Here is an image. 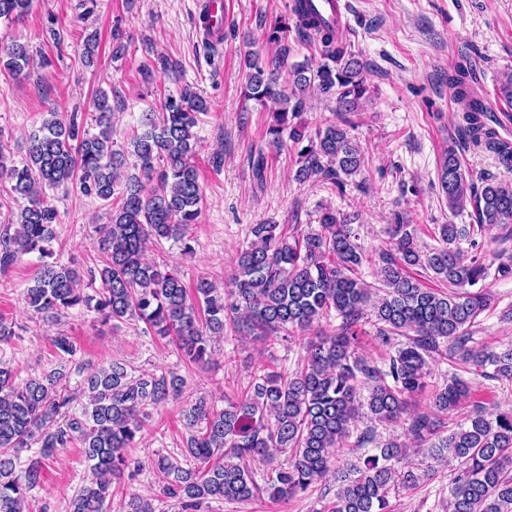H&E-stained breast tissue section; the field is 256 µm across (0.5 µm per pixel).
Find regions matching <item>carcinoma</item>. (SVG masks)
I'll list each match as a JSON object with an SVG mask.
<instances>
[{
	"instance_id": "carcinoma-1",
	"label": "carcinoma",
	"mask_w": 512,
	"mask_h": 512,
	"mask_svg": "<svg viewBox=\"0 0 512 512\" xmlns=\"http://www.w3.org/2000/svg\"><path fill=\"white\" fill-rule=\"evenodd\" d=\"M31 6L32 0H0V20L18 19ZM292 34L317 43L320 60L288 65ZM266 38L279 51L266 59L257 51L244 54L245 97L278 105L268 142H292L297 182L323 180L343 189L345 179L364 167L362 149L346 128L349 120L328 121L311 132L301 115L312 89L334 102L337 112L360 111L368 92L363 64L310 0H291ZM29 65L25 45L0 46L1 72L16 78ZM286 67L288 84L282 85L278 75ZM449 84L472 145L512 168V143L486 126V106L465 70H457ZM94 108L96 134L75 115L65 122L50 112L29 136L20 164H7L0 153V173L20 203L17 214L0 224V273L23 256L38 254L40 273L23 295L28 310L47 324L76 307L105 324L137 320L148 333L173 337L191 364L207 361L227 320L261 343L282 332L309 331L332 312L341 320L336 333L307 338L297 371L255 376L247 391L222 409L199 398L183 411L189 433L183 460L160 455L155 461L160 494L173 500L178 512H197L206 501L251 499L259 487L247 463L282 453L288 454L286 463L266 483L272 499L304 492L331 472L335 491L322 512H391L392 496L417 488L431 473L400 467L409 444L397 436L379 440L372 428L360 433L357 447L371 444L373 452L331 469L334 453L345 447L364 415L389 425L405 423L416 447L433 459L456 462L446 512H512V409L476 399L466 378L487 376L484 368L490 365L491 378L512 381V348L497 352L474 344L472 336L477 318L491 304L481 283L492 269L476 237L512 224V184L484 178L476 185L450 147L440 163V187L448 211L461 213L470 205L475 223L437 225L438 246L428 255L421 256L414 225L398 214L389 227V245L373 257L380 279L367 283L359 276L366 256L357 243V216L325 208L318 228L305 233L252 225L236 257L232 288L221 294L200 276L191 296L177 267L150 261L146 254L163 240L193 252L191 230L202 203L194 128L197 115L208 111L206 100L185 85L164 98L160 112L143 113V132L131 140L137 159L131 174L122 171L124 154L112 149L109 96L101 94ZM60 189L117 201L110 223L99 228L101 265L85 276L51 249L57 210L47 191ZM464 239L471 250L460 247ZM415 267L448 283V290L426 286L413 275ZM370 317L381 345L405 338L381 366L358 351L361 326ZM440 358L457 363L463 374L435 382ZM65 378L59 369L18 381L0 362V512H29L28 494L43 481L44 468L70 447L83 450L90 476L71 496L69 512H104L112 484L138 470L128 450L147 409L179 396L186 384L174 371L135 377L122 360L87 371L76 392L62 383ZM423 395L429 409H412ZM464 408L463 422L446 428V417ZM34 445L37 454L21 462L20 450ZM124 512H156L154 499L133 494Z\"/></svg>"
}]
</instances>
